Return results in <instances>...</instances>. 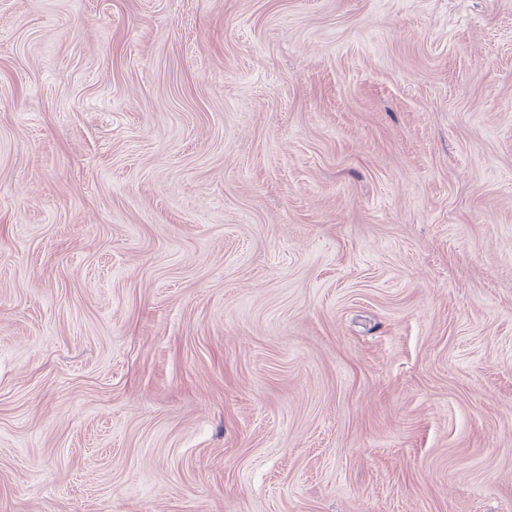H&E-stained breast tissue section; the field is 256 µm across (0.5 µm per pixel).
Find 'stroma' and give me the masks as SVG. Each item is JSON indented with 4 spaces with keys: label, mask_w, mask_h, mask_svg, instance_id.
Segmentation results:
<instances>
[{
    "label": "stroma",
    "mask_w": 512,
    "mask_h": 512,
    "mask_svg": "<svg viewBox=\"0 0 512 512\" xmlns=\"http://www.w3.org/2000/svg\"><path fill=\"white\" fill-rule=\"evenodd\" d=\"M0 512H512V0H0Z\"/></svg>",
    "instance_id": "stroma-1"
}]
</instances>
